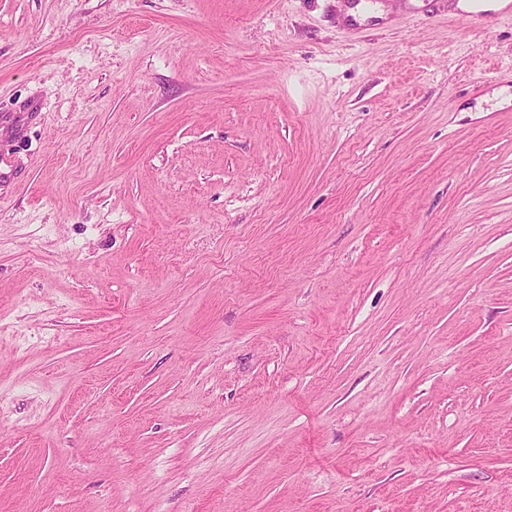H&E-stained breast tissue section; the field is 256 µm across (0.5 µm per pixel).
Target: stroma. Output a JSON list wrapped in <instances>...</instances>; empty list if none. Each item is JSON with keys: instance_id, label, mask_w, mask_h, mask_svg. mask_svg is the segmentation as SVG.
<instances>
[{"instance_id": "1", "label": "stroma", "mask_w": 512, "mask_h": 512, "mask_svg": "<svg viewBox=\"0 0 512 512\" xmlns=\"http://www.w3.org/2000/svg\"><path fill=\"white\" fill-rule=\"evenodd\" d=\"M0 0V512H512V12Z\"/></svg>"}]
</instances>
